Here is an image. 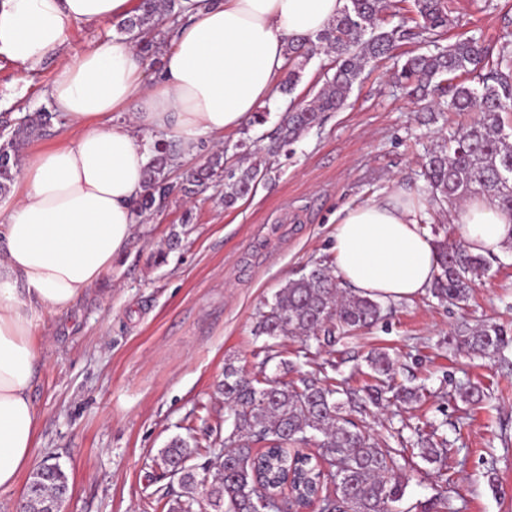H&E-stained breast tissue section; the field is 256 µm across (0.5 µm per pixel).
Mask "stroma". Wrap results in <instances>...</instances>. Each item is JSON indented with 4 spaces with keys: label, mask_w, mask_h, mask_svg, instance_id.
I'll return each mask as SVG.
<instances>
[{
    "label": "stroma",
    "mask_w": 512,
    "mask_h": 512,
    "mask_svg": "<svg viewBox=\"0 0 512 512\" xmlns=\"http://www.w3.org/2000/svg\"><path fill=\"white\" fill-rule=\"evenodd\" d=\"M449 40L472 34L500 47L512 39V0H452ZM113 21L84 22L62 53L37 71L0 59V113L51 109L57 66L118 37ZM328 58L317 52L292 96L265 105L266 121L223 138H200L196 155L170 173L202 165L217 146L247 141L260 150L291 99L312 98ZM460 117L430 113L427 102L396 85L392 64L366 69L345 104L289 146L256 191L225 208L223 186L192 197L173 192L139 216L112 268L69 309L45 315L31 390L40 416L38 461L59 464L71 493L62 512H165L178 483L160 451L177 435L207 446L193 463L223 458L216 436L229 410L219 383L224 366L275 377L264 341L254 334L267 301L312 265L334 267L336 213L403 188L424 196L426 225L447 227L444 206L429 203L425 155L447 144ZM467 301L439 303L431 294L384 301V318L322 353L327 374L360 387L365 358L387 351L399 382L424 389L411 405L390 403L365 418L378 442L397 446L402 426L439 424L449 464L410 456L401 474L405 505L447 497L451 512H512V351L493 360L447 339L461 322L512 323V249L488 258ZM482 405L460 400L471 386Z\"/></svg>",
    "instance_id": "35a3bbf8"
}]
</instances>
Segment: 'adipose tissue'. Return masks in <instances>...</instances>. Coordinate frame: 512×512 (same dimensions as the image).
<instances>
[{
    "instance_id": "ef3b65f1",
    "label": "adipose tissue",
    "mask_w": 512,
    "mask_h": 512,
    "mask_svg": "<svg viewBox=\"0 0 512 512\" xmlns=\"http://www.w3.org/2000/svg\"><path fill=\"white\" fill-rule=\"evenodd\" d=\"M346 0H182L186 20L145 82L135 44L116 38L59 68L55 107L80 128L71 143L34 154L9 200L0 201V492L34 465L39 420L30 397L33 332L68 309L128 244L145 190V131L165 129L191 159L201 137L241 128L275 94L286 47L316 38ZM134 0H0V57L35 71L62 52L71 29L123 21ZM132 113L133 123L114 121ZM421 209L404 189L343 209L333 250L340 277L360 294L399 300L425 292L436 253ZM472 253L512 241V217L480 197L451 209Z\"/></svg>"
}]
</instances>
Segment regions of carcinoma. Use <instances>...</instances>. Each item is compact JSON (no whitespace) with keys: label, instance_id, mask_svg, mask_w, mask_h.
<instances>
[{"label":"carcinoma","instance_id":"carcinoma-1","mask_svg":"<svg viewBox=\"0 0 512 512\" xmlns=\"http://www.w3.org/2000/svg\"><path fill=\"white\" fill-rule=\"evenodd\" d=\"M413 15L401 14L390 27L375 21L391 8L390 0H346L341 14L318 36L320 45L331 56L332 76L310 103L288 109L281 119L277 136L263 155L253 153L254 162L244 167L226 166L224 153L216 152L207 164L185 178L182 190L195 192L206 180L224 179V204L234 205L251 194L267 175L270 160L304 132L319 124L324 112H337L365 68L397 58L403 42L421 38L427 51L409 55L394 77L409 93L432 96L435 112H472L471 121L448 137V146L431 152L424 175L430 200L456 202L483 195L498 202L512 214V43L498 51L471 35L443 44L448 28V0H412ZM179 0H140L135 14L119 25V30L140 41L141 49L154 51L156 34L165 16L174 13ZM317 45L298 37L287 45L288 67L281 90L292 92ZM472 76L475 85L457 81ZM53 112H38L20 123L0 116V197L10 193L20 174L19 150L35 138L49 134ZM173 144L157 141L146 168L147 193L137 204L142 214L156 200L169 195L174 186L169 179ZM437 269L430 292L439 301L460 302L468 298L473 277L485 267L483 256L468 252L460 243L433 240ZM382 303L360 294L343 291L335 276L321 265L313 266L299 279H292L277 291L259 323L260 333L270 340L285 336H305L317 347L333 346L336 341L377 321ZM456 346L491 358L512 346V325L484 323L461 326L453 336ZM374 383L361 389H341L332 378H310L297 385L280 379L260 380L238 372L232 365L224 370L225 404L233 417V428L224 436V459L217 467L208 504L213 512H262L252 492L259 482L272 497L290 492L297 505L316 499L319 512H396L406 484L401 479L400 458L405 449L392 448L371 438L364 426L348 413L378 407L393 393L399 402L421 399L418 390L393 387L394 361L385 351L367 357ZM411 447L426 463L447 460V440L437 438V429L423 434L415 431ZM260 443L255 449L252 444ZM317 454L303 452L310 444ZM198 445L195 438L174 437L161 450L174 472L181 493H171L166 512H195L194 490L201 483L197 468L188 464ZM68 489L69 479L62 469L53 481L38 489L26 486L27 512H44V495L56 488Z\"/></svg>","mask_w":512,"mask_h":512}]
</instances>
